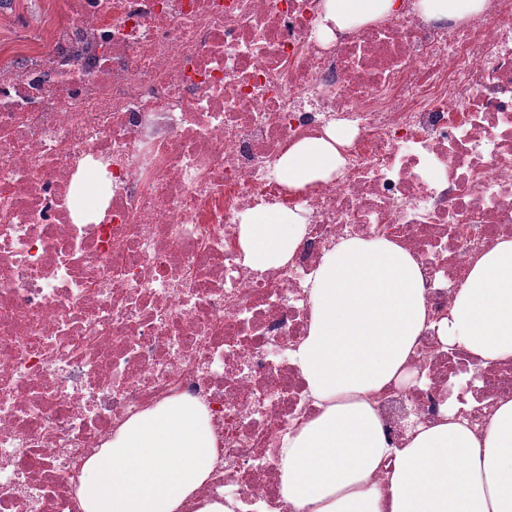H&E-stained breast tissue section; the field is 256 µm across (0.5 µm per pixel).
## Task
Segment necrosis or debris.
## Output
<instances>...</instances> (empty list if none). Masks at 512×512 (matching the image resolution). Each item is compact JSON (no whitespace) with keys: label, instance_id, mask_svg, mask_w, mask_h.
Segmentation results:
<instances>
[{"label":"necrosis or debris","instance_id":"obj_1","mask_svg":"<svg viewBox=\"0 0 512 512\" xmlns=\"http://www.w3.org/2000/svg\"><path fill=\"white\" fill-rule=\"evenodd\" d=\"M323 0H61L0 63V512H80L91 452L165 399H202L224 460L203 499L295 512L277 448L316 409L291 353L326 251L417 258L428 318L512 237V0L426 20L416 0L322 42ZM346 124L335 174L277 165ZM300 208L287 264L244 265L240 216ZM422 424L512 394L424 330Z\"/></svg>","mask_w":512,"mask_h":512}]
</instances>
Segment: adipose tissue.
I'll return each instance as SVG.
<instances>
[{
	"mask_svg": "<svg viewBox=\"0 0 512 512\" xmlns=\"http://www.w3.org/2000/svg\"><path fill=\"white\" fill-rule=\"evenodd\" d=\"M397 0H325L322 35L394 9ZM348 133L294 144L278 175L294 188L329 178ZM305 232L300 212L259 207L239 224L246 266L288 262ZM307 337L293 353L317 415L280 444L281 495L297 512H512V397L499 400L482 433L446 413L418 425L404 447L385 434L371 393L406 379L427 321L416 259L396 243L350 238L329 250L311 281ZM438 335L489 366L512 361V239L477 259ZM223 455L206 405L180 396L124 422L87 459L81 512H233L200 501ZM384 471V484L372 482Z\"/></svg>",
	"mask_w": 512,
	"mask_h": 512,
	"instance_id": "ef3b65f1",
	"label": "adipose tissue"
}]
</instances>
